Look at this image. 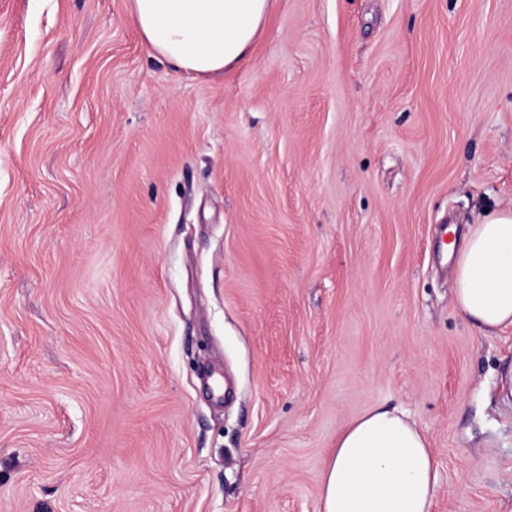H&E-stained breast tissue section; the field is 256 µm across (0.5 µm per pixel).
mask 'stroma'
<instances>
[{"instance_id": "35a3bbf8", "label": "stroma", "mask_w": 512, "mask_h": 512, "mask_svg": "<svg viewBox=\"0 0 512 512\" xmlns=\"http://www.w3.org/2000/svg\"><path fill=\"white\" fill-rule=\"evenodd\" d=\"M511 208L512 0H276L219 77L0 0V512H318L376 406L512 512V327L435 237Z\"/></svg>"}]
</instances>
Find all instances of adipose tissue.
<instances>
[{
    "instance_id": "ef3b65f1",
    "label": "adipose tissue",
    "mask_w": 512,
    "mask_h": 512,
    "mask_svg": "<svg viewBox=\"0 0 512 512\" xmlns=\"http://www.w3.org/2000/svg\"><path fill=\"white\" fill-rule=\"evenodd\" d=\"M272 0H130L145 45L185 72L218 76L251 51ZM458 312L490 334L512 326V210L472 225L453 262ZM438 464L404 412L376 407L336 438L318 512H431Z\"/></svg>"
}]
</instances>
